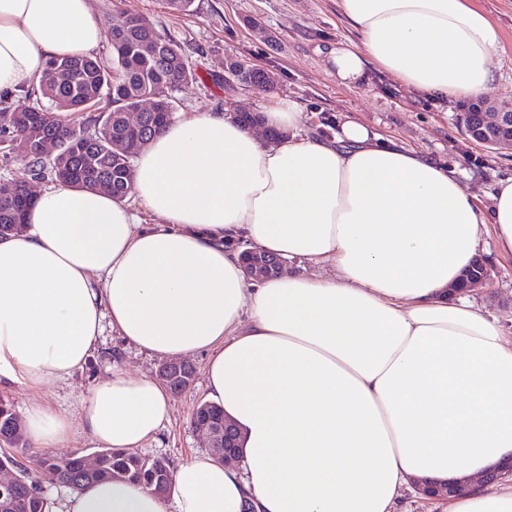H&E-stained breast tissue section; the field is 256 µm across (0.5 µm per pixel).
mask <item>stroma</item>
<instances>
[{
  "label": "stroma",
  "instance_id": "1",
  "mask_svg": "<svg viewBox=\"0 0 512 512\" xmlns=\"http://www.w3.org/2000/svg\"><path fill=\"white\" fill-rule=\"evenodd\" d=\"M500 26L504 41L493 55L498 79L485 93L493 103H512V0H479ZM103 25L127 17H148L158 32L173 40L193 69V76L174 91L175 111L263 112L275 99L293 100L305 114V133L335 134L352 119L386 138L434 161L456 167L465 191L483 208L490 207L498 181L512 176V150H496L472 140L459 123L460 106L417 96L394 77L369 71L356 84H344L327 61L331 49L356 41L341 17L336 0H194L189 11L168 8L165 0H92ZM238 58L269 72L271 92H261L229 79L225 64ZM492 279L477 290L478 302L512 326V258L494 249L483 253ZM196 369L193 385L171 394V412L155 439L140 453L166 458L171 468L206 452L207 440L191 427L196 406L206 401L207 356H190ZM160 358L123 342L104 325L84 369L67 379H55L39 390L13 385L9 396L19 415L44 403L77 419L81 401L113 368L157 376Z\"/></svg>",
  "mask_w": 512,
  "mask_h": 512
}]
</instances>
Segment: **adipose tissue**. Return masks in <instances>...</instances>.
<instances>
[{"mask_svg":"<svg viewBox=\"0 0 512 512\" xmlns=\"http://www.w3.org/2000/svg\"><path fill=\"white\" fill-rule=\"evenodd\" d=\"M359 43L337 79L377 68L450 102L497 80L501 30L477 0H338ZM90 0H0V98L39 83L50 59L103 39ZM267 142L232 115L191 112L156 136L127 200L54 184L21 233L0 238V387L83 370L103 323L161 358L208 355V397L243 435L236 462L191 457L166 497L124 481L72 492L59 512H403L420 479L463 483L512 459V334L452 293L485 227L512 256V176L490 209L457 172L345 121L304 134L278 100ZM331 266L328 277L247 278L232 242ZM165 386L121 369L78 422L103 448L154 439ZM74 421L33 406L37 448L74 441ZM441 512H512V479L443 500Z\"/></svg>","mask_w":512,"mask_h":512,"instance_id":"adipose-tissue-1","label":"adipose tissue"}]
</instances>
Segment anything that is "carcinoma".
Listing matches in <instances>:
<instances>
[{"mask_svg": "<svg viewBox=\"0 0 512 512\" xmlns=\"http://www.w3.org/2000/svg\"><path fill=\"white\" fill-rule=\"evenodd\" d=\"M112 47V62L97 57L62 58L55 63L74 65L76 81L59 84L47 71L34 93L48 100L51 107L33 106L21 110L7 106L0 109V134L10 132L17 138L14 154L25 162L31 175L43 180L100 191L114 198L131 188V157L110 152L109 141L127 137L122 114L137 109L143 102H153L146 113L142 133L154 138L174 119L173 90L191 76L190 68L178 46L162 36L151 20L131 16L119 26L107 28ZM160 43L157 56H141L138 44ZM239 81L259 91H267L273 79L267 71L238 59L229 62ZM57 112H91L82 126L61 123ZM59 140L57 155L48 159L37 145L45 136ZM31 202L23 199L19 182L0 184V236L19 233ZM19 415L9 400L0 397V465L15 471L16 486L0 488L3 512H51L52 502L40 486L33 469L24 464L28 441L18 431ZM61 471L60 485L73 491L98 480L135 482L149 490L173 476L162 457H143L110 448L98 451V470L88 476L80 469L79 456L56 464Z\"/></svg>", "mask_w": 512, "mask_h": 512, "instance_id": "obj_1", "label": "carcinoma"}]
</instances>
